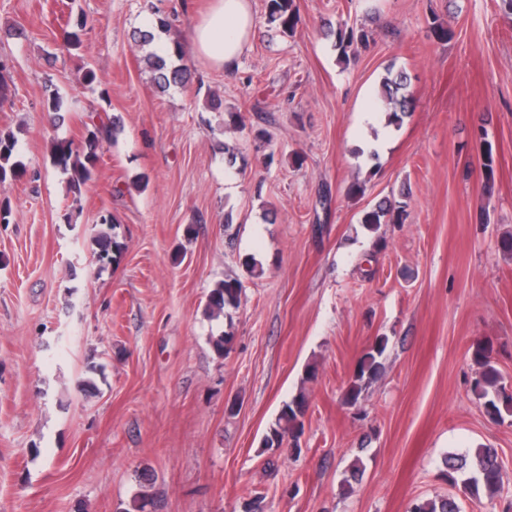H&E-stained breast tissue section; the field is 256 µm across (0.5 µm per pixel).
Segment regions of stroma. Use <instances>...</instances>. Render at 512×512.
Instances as JSON below:
<instances>
[{
    "label": "stroma",
    "instance_id": "obj_1",
    "mask_svg": "<svg viewBox=\"0 0 512 512\" xmlns=\"http://www.w3.org/2000/svg\"><path fill=\"white\" fill-rule=\"evenodd\" d=\"M296 2L294 36L271 35L253 0L238 68L189 53L190 84L163 92L135 44L147 6L174 15L188 42L209 0H0L14 89L0 130L41 174L0 184L11 205L0 224V512H136L142 485L154 512H244L258 492L271 512H409L445 495L463 512L512 503V424L486 416L468 353L493 341L512 384V255L500 247L512 233V15L498 0ZM81 15L89 31L75 53L63 29ZM436 15L452 40L431 34ZM341 22L373 32L347 66L326 36ZM390 67L413 91L397 128L369 106ZM88 68L106 99L85 89ZM48 79L67 101L57 124L41 109ZM230 108L244 129H225ZM93 113L122 131L75 209L50 147L80 139ZM260 129L276 151L269 166L254 150ZM366 144L377 159L354 156ZM356 171L366 190L350 198ZM404 191L406 222L382 225L376 244L365 213ZM107 215L126 249L103 265L90 230ZM227 275L245 297L220 359L208 338L224 323L203 308ZM378 336L383 371L347 407L353 367ZM92 364L104 372L86 391ZM301 392V453L263 452ZM481 444L497 449L505 478L477 502L439 466ZM358 457L365 471L345 486Z\"/></svg>",
    "mask_w": 512,
    "mask_h": 512
}]
</instances>
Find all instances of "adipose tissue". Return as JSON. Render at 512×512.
<instances>
[{
    "label": "adipose tissue",
    "mask_w": 512,
    "mask_h": 512,
    "mask_svg": "<svg viewBox=\"0 0 512 512\" xmlns=\"http://www.w3.org/2000/svg\"><path fill=\"white\" fill-rule=\"evenodd\" d=\"M252 26V0H212L193 27L192 52L214 68L234 70L249 48Z\"/></svg>",
    "instance_id": "ef3b65f1"
}]
</instances>
